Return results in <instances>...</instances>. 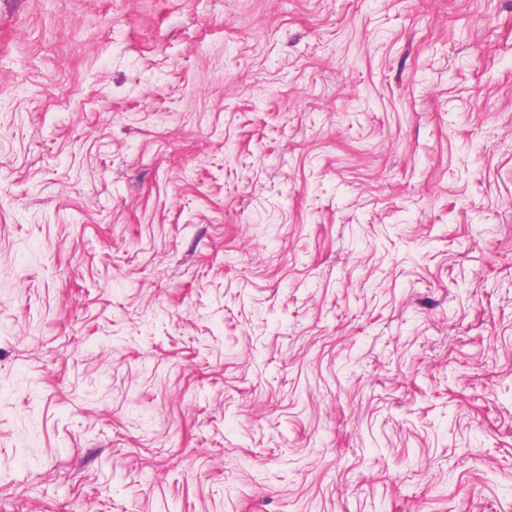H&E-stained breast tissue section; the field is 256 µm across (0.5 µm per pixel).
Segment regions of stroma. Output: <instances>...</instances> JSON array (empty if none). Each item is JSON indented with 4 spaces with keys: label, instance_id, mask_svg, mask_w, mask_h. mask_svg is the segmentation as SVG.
I'll return each instance as SVG.
<instances>
[{
    "label": "stroma",
    "instance_id": "stroma-1",
    "mask_svg": "<svg viewBox=\"0 0 512 512\" xmlns=\"http://www.w3.org/2000/svg\"><path fill=\"white\" fill-rule=\"evenodd\" d=\"M0 512H512V0H0Z\"/></svg>",
    "mask_w": 512,
    "mask_h": 512
}]
</instances>
